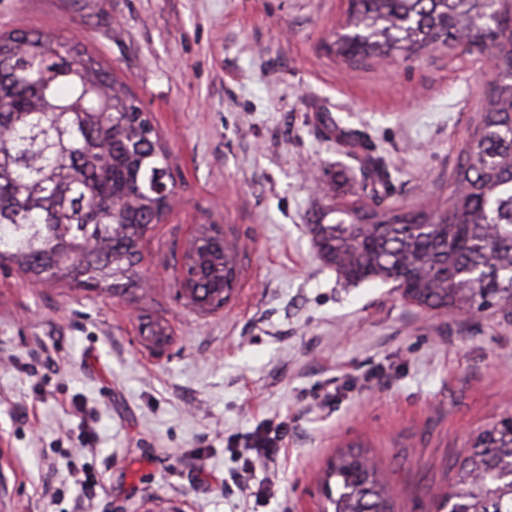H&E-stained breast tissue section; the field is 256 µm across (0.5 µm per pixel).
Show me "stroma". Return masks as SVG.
<instances>
[{"label": "stroma", "instance_id": "35a3bbf8", "mask_svg": "<svg viewBox=\"0 0 512 512\" xmlns=\"http://www.w3.org/2000/svg\"><path fill=\"white\" fill-rule=\"evenodd\" d=\"M346 0H0V33L79 41L141 100L175 202L124 292L0 269V512H324L358 446L394 512H438L472 435L512 414V317L462 319L393 283L348 286L307 230L360 192L325 123L364 135L378 202L447 197L496 70L489 52L350 65L327 52ZM200 224L238 247L224 307L189 305L178 264ZM161 318L152 351L139 326ZM280 435L275 464L255 434ZM89 475L93 497L78 482Z\"/></svg>", "mask_w": 512, "mask_h": 512}]
</instances>
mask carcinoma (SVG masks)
Segmentation results:
<instances>
[{
  "label": "carcinoma",
  "instance_id": "carcinoma-1",
  "mask_svg": "<svg viewBox=\"0 0 512 512\" xmlns=\"http://www.w3.org/2000/svg\"><path fill=\"white\" fill-rule=\"evenodd\" d=\"M345 28L328 49L352 62L490 48L499 73L444 206H380L386 165L334 127L371 192L312 216L318 257L347 284L393 282L423 308L511 316L512 0H348ZM173 196L169 155L125 82L78 42L0 35V266L17 264L33 285L135 288L140 244ZM235 255L216 225L196 228L181 264L192 304L226 303ZM451 469L440 507L512 512V415L480 431ZM324 491L333 512H392L391 488L360 451L336 456Z\"/></svg>",
  "mask_w": 512,
  "mask_h": 512
}]
</instances>
